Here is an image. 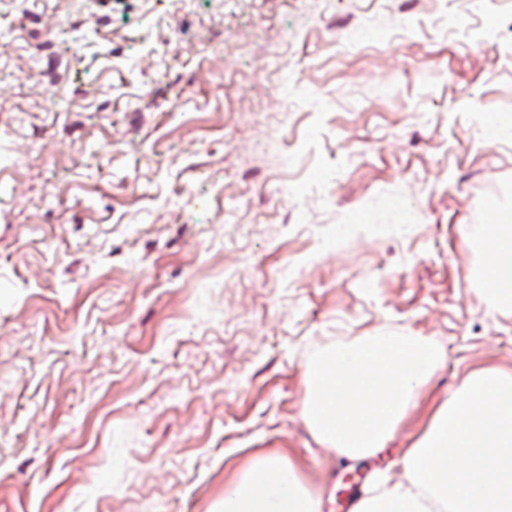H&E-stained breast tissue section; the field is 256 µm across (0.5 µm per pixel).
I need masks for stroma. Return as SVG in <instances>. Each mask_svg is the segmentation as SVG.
Returning <instances> with one entry per match:
<instances>
[{"instance_id": "obj_1", "label": "stroma", "mask_w": 512, "mask_h": 512, "mask_svg": "<svg viewBox=\"0 0 512 512\" xmlns=\"http://www.w3.org/2000/svg\"><path fill=\"white\" fill-rule=\"evenodd\" d=\"M507 212L504 0H0V512H216L263 454L343 512L512 368L471 247ZM377 330L447 360L351 465L303 367Z\"/></svg>"}]
</instances>
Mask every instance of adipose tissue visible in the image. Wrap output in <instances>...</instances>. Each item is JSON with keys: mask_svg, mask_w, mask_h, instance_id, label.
<instances>
[{"mask_svg": "<svg viewBox=\"0 0 512 512\" xmlns=\"http://www.w3.org/2000/svg\"><path fill=\"white\" fill-rule=\"evenodd\" d=\"M472 246L490 310L512 316V225H484ZM320 508L298 468L270 454L225 487L220 512ZM353 512H512V370L469 371L434 408L399 475L376 474Z\"/></svg>", "mask_w": 512, "mask_h": 512, "instance_id": "ef3b65f1", "label": "adipose tissue"}]
</instances>
